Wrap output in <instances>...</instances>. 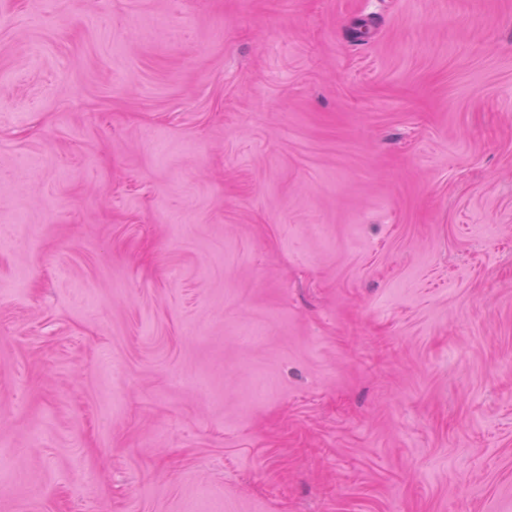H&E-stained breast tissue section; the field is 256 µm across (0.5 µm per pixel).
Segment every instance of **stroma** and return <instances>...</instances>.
Segmentation results:
<instances>
[{
    "instance_id": "stroma-1",
    "label": "stroma",
    "mask_w": 512,
    "mask_h": 512,
    "mask_svg": "<svg viewBox=\"0 0 512 512\" xmlns=\"http://www.w3.org/2000/svg\"><path fill=\"white\" fill-rule=\"evenodd\" d=\"M0 512H512V0H0Z\"/></svg>"
}]
</instances>
